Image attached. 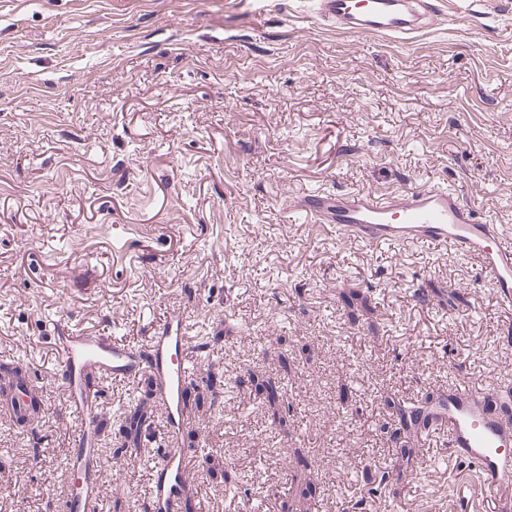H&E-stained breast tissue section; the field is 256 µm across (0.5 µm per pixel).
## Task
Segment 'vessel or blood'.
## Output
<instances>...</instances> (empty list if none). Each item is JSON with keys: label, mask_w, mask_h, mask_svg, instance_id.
<instances>
[{"label": "vessel or blood", "mask_w": 512, "mask_h": 512, "mask_svg": "<svg viewBox=\"0 0 512 512\" xmlns=\"http://www.w3.org/2000/svg\"><path fill=\"white\" fill-rule=\"evenodd\" d=\"M314 11L338 32L401 42L448 21L439 0H314ZM289 209L308 223L334 225L337 234L367 245L410 243L474 260L498 304L512 310V235L500 225L481 222L458 190L431 184L382 194L302 191L292 197ZM51 341L61 355L58 380L69 408L79 416L96 414L102 380L141 378L152 387L171 434L153 469L151 512H186L194 502L197 477L177 434L195 409L187 383L191 359L183 315L170 313L144 347L66 322L54 327ZM0 403L15 421L33 422L46 400L27 367L1 363ZM414 410L406 423L409 434L419 439L447 435L449 458L475 470L480 512H512V382L501 379L485 387L456 382L422 396ZM96 441V431L83 426L68 452L69 467L81 481L67 496L66 512L98 510L104 472Z\"/></svg>", "instance_id": "vessel-or-blood-1"}]
</instances>
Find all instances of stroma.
Wrapping results in <instances>:
<instances>
[{
  "label": "stroma",
  "mask_w": 512,
  "mask_h": 512,
  "mask_svg": "<svg viewBox=\"0 0 512 512\" xmlns=\"http://www.w3.org/2000/svg\"><path fill=\"white\" fill-rule=\"evenodd\" d=\"M442 8L452 24L403 44L336 32L311 0H0V357L46 389L37 427L0 414V512H56L69 487L82 422L54 326L142 347L173 311L194 346L222 338L193 358L196 388L212 369L226 382L186 428L219 462L190 460L199 512H458L459 489L479 495L441 435L396 496L370 492L363 466L396 458L387 402L512 376V311L470 259L346 240L288 209L303 190L439 183L512 232V0ZM248 371L281 379L286 422L235 386ZM137 406L166 438L145 383L109 379L102 450ZM157 461L106 470L102 512L146 500ZM240 473L250 494L225 493Z\"/></svg>",
  "instance_id": "stroma-1"
}]
</instances>
